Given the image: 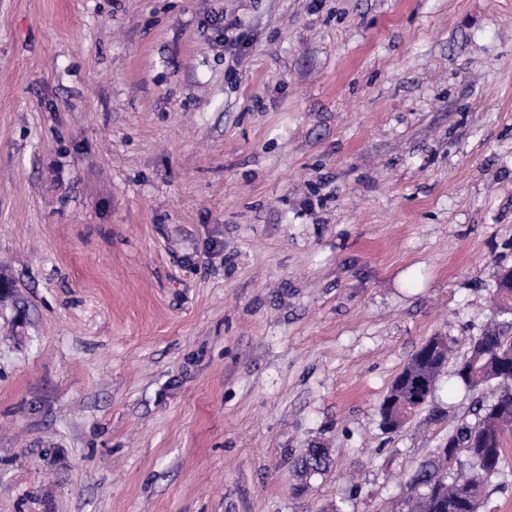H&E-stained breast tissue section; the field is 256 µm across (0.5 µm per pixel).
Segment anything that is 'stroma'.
<instances>
[{
  "label": "stroma",
  "mask_w": 512,
  "mask_h": 512,
  "mask_svg": "<svg viewBox=\"0 0 512 512\" xmlns=\"http://www.w3.org/2000/svg\"><path fill=\"white\" fill-rule=\"evenodd\" d=\"M505 266L512 0H0V512H392ZM433 337L429 338L428 340L432 339ZM426 340V341H428ZM425 341V342H426ZM424 342V343H425ZM423 343V344H424ZM452 341L446 336H438L435 337L433 340H431L429 345V352L433 356L441 355L445 353L448 356V359L450 357V354L452 352ZM422 344V345H423ZM421 345V346H422ZM420 346V347H421ZM419 347V349H420ZM419 349L413 354L409 362L413 363L418 367V370L420 373H422L425 376V379L428 381L429 390L431 391V395L428 397V399L420 403L418 407L414 408L416 404L421 402L422 397L425 395L426 391L428 390L426 381L423 377L417 376L415 378L416 385L419 386L420 390L413 392L411 395H407L403 399L396 401L395 398H392L388 400L385 404V407H392L394 410V417L390 418L388 423L385 426V430L389 432L398 431L401 429L404 422L407 420L409 414L412 412L411 416L415 413L421 411L423 408H425L429 403L430 399L432 398V395L435 390V386L438 380V377L441 373V371L445 368V362L447 359V356L444 355L442 359L437 360H431V359H425L421 356ZM385 407H382L380 410V417L381 422L385 423L388 416H389V410ZM413 410V411H412ZM331 464L326 448H307L295 462V472L300 481L317 474H324Z\"/></svg>",
  "instance_id": "stroma-1"
}]
</instances>
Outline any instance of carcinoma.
<instances>
[{
	"instance_id": "carcinoma-1",
	"label": "carcinoma",
	"mask_w": 512,
	"mask_h": 512,
	"mask_svg": "<svg viewBox=\"0 0 512 512\" xmlns=\"http://www.w3.org/2000/svg\"><path fill=\"white\" fill-rule=\"evenodd\" d=\"M410 362L435 386L446 359H425L415 352ZM454 375L467 389L479 393L474 418H461L448 431V447L420 465L412 477L425 488L416 495L398 499L394 512H480L487 481L499 474L505 441L479 448L474 445L483 424L493 419L512 425V333L509 324L496 320L469 339L464 357ZM331 464L327 449L312 447L295 462V472L304 481L326 472Z\"/></svg>"
}]
</instances>
